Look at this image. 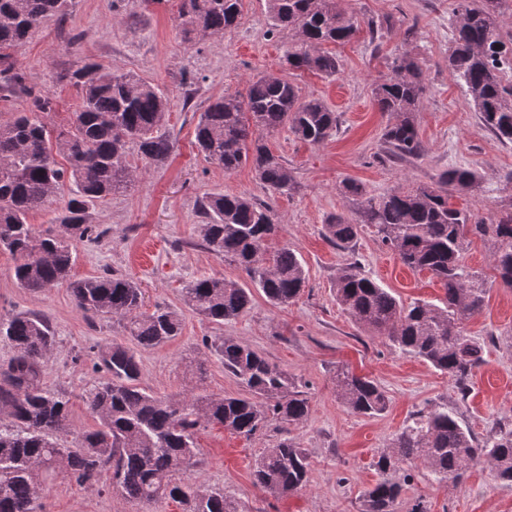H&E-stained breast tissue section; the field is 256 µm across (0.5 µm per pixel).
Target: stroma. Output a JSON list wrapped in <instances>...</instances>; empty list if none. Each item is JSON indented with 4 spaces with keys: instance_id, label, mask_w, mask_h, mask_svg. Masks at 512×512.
Returning <instances> with one entry per match:
<instances>
[{
    "instance_id": "1",
    "label": "stroma",
    "mask_w": 512,
    "mask_h": 512,
    "mask_svg": "<svg viewBox=\"0 0 512 512\" xmlns=\"http://www.w3.org/2000/svg\"><path fill=\"white\" fill-rule=\"evenodd\" d=\"M345 16L362 28L356 38L333 45L340 71L325 78L292 71L283 55L296 38L272 31L266 0H242L237 26L224 36L185 42L174 17L175 0H73L64 22L49 21L33 29L15 65L22 80L0 90V118L25 109L28 91L51 97L52 120L65 123L81 102L72 74L81 65L98 63L137 74L158 84L169 98L164 129L174 143L165 164L144 166L137 148L129 158L139 170L124 194L99 202L92 221L105 235L75 243L71 279L112 271L131 277L143 291L144 311L168 307L182 315V331L170 341L137 349L140 387L160 397L191 393L216 397L238 395L239 382L225 372L204 337L232 336L276 364L310 401L307 419L298 425L273 423L249 438L220 426L197 433L198 464L193 480L234 496L240 512H361L362 493L379 478L374 467L412 415L448 406L462 418L476 440L497 423H512V288L503 287L492 266V240L470 235L462 261L481 272L488 292L483 308L462 322L465 333L485 346L484 363L459 397L448 374L395 350L383 337L359 328L336 302L333 282L340 267L358 261L403 305L439 303L441 282L426 270L404 266L382 241L376 227L362 225L351 247L342 249L323 233L330 215L354 216L359 204L339 191L343 179L363 184L367 195L432 182L452 167L475 170L479 178L452 204L490 218L512 212V143L497 139L479 120L473 102L448 70L455 0H336ZM381 28L372 39L368 22ZM415 56L427 90L415 114L423 154L406 160L390 156L382 134L392 123L379 111L373 90L393 75V61ZM260 74L283 76L305 98L322 99L337 115V129L325 142L311 145L288 130L270 137L268 145L291 169L297 182L287 195L268 192L250 166L234 172L206 161L195 144L201 112L227 93L246 94ZM246 193L269 204L281 227L265 248L287 245L306 263L307 286L285 307L255 294L250 309L237 320L216 325L185 308L182 290L203 276L221 275L245 281L234 262L197 247V202L208 193ZM13 255L0 249V318L40 312L51 321L56 340L43 372L51 389L70 397L69 427L77 432L97 426L84 401L86 384L108 382L96 368L99 349L129 343L119 318H87L68 288L40 292L21 288L13 275ZM374 379L386 392L389 406L381 415L351 413L338 399L340 369ZM290 438L307 453L308 484L287 497L261 492L250 471L257 455ZM413 480L401 496L402 512L424 501L429 512H512V485L498 481L488 466L472 469L461 483L440 482L416 464ZM43 512H136L120 492L88 489L64 474L44 476Z\"/></svg>"
}]
</instances>
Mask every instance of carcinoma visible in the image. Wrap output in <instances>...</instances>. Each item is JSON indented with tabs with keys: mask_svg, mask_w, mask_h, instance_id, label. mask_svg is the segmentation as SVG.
<instances>
[{
	"mask_svg": "<svg viewBox=\"0 0 512 512\" xmlns=\"http://www.w3.org/2000/svg\"><path fill=\"white\" fill-rule=\"evenodd\" d=\"M242 0H180L176 27L186 42L222 37L238 23ZM72 0H0V76L17 82L11 59L29 31L49 20L62 21ZM498 0H457V25L448 53V70L464 82L485 127L512 143V31L505 34L496 10ZM274 30H289L297 41L285 62L293 70L336 76L339 60L323 50L351 41L359 28L336 10L335 0H267ZM395 76L373 89L382 112L394 115L383 139L394 155L414 157L423 146L413 112L425 91L423 71L404 53L393 61ZM81 91L80 108L67 123L51 125L52 98L30 96L29 105L0 121V247L16 256L14 277L23 288L40 291L66 284L78 309L92 317H119L134 343L152 348L178 336L180 314L158 307L140 312V288L115 274L69 279L74 240L100 237L91 224L94 206L128 190L137 177L129 162V144L138 146L146 164L159 166L173 150L162 131L168 97L158 85L130 72L88 63L73 73ZM288 128L310 144L326 141L337 116L322 100L300 96L297 86L275 75L250 81L247 95L226 94L209 105L195 127V141L206 160L233 172L251 164L269 192L294 189L291 170L273 154L264 137ZM67 160V165L57 157ZM477 173L451 168L430 184L398 187L366 196L364 187L345 179L340 191L362 198L356 217L330 216L325 236L348 245L361 225L372 224L401 262L428 270L444 287L443 305L417 302L408 307L365 276L358 263L340 269L334 281L336 302L369 334L381 336L404 355H412L449 375L460 397L483 361L484 345L464 334L462 321L481 310L486 281L461 260L471 233L496 244L493 265L512 287V212L485 220L453 207L449 197L477 182ZM68 191L56 221L62 231L40 234L29 224L31 212L47 209ZM198 235L218 258H230L250 284L223 276L199 279L184 289L185 306L203 319L222 324L244 314L252 290L274 306L294 301L306 286L307 271L296 251L284 246L273 253L265 242L279 233L270 206L247 194L208 193L200 202ZM0 335L16 354L0 367V512H42V475L58 470L77 484L112 487L145 509L168 499L188 512H238L221 490L183 478L197 464V431L221 425L251 437L275 421L298 425L309 415L306 395L294 390L288 375L232 336L204 340L244 388L243 396L194 394L161 398L139 387V366L130 347L114 343L98 352V364L111 380L84 391L96 430L69 443L70 398L42 382V368L54 344L47 319L23 313L0 320ZM337 394L352 413L374 417L388 408V397L372 379L342 371ZM439 482H460L479 464L512 484V423H499L481 442L455 414L441 407L419 412L375 461L380 478L363 493V512H399L404 487L415 461ZM310 462L296 442L285 438L268 449L251 470L252 484L264 493L291 494L309 482Z\"/></svg>",
	"mask_w": 512,
	"mask_h": 512,
	"instance_id": "cac0c4a2",
	"label": "carcinoma"
}]
</instances>
